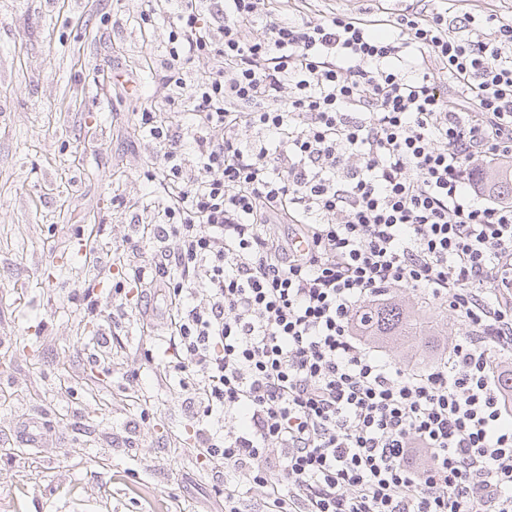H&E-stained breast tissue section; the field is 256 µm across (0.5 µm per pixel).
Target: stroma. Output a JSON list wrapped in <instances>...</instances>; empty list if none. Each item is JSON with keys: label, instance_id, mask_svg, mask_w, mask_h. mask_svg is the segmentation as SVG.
<instances>
[{"label": "stroma", "instance_id": "35a3bbf8", "mask_svg": "<svg viewBox=\"0 0 512 512\" xmlns=\"http://www.w3.org/2000/svg\"><path fill=\"white\" fill-rule=\"evenodd\" d=\"M144 10L0 0V512H224L166 342L136 314L110 318L118 249L160 221L144 176L160 149L136 114L179 119L147 70L173 6ZM88 240L92 261L72 264ZM394 296L431 316L440 348L461 335L448 308Z\"/></svg>", "mask_w": 512, "mask_h": 512}]
</instances>
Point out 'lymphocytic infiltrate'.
<instances>
[{"label": "lymphocytic infiltrate", "mask_w": 512, "mask_h": 512, "mask_svg": "<svg viewBox=\"0 0 512 512\" xmlns=\"http://www.w3.org/2000/svg\"><path fill=\"white\" fill-rule=\"evenodd\" d=\"M201 2L178 0L151 65L191 121L139 112L162 220L122 254L131 287L168 295L224 512L254 492L266 512H512V201L479 179L512 159V20L408 0L293 22L288 0H212L213 26ZM395 288L465 328L426 369L354 331Z\"/></svg>", "instance_id": "1"}]
</instances>
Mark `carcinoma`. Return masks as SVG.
Listing matches in <instances>:
<instances>
[{
	"mask_svg": "<svg viewBox=\"0 0 512 512\" xmlns=\"http://www.w3.org/2000/svg\"><path fill=\"white\" fill-rule=\"evenodd\" d=\"M486 190L512 201V166L496 168L483 173ZM356 331L360 336L404 344L431 332L422 330L420 316L390 298H383L366 306L358 314Z\"/></svg>",
	"mask_w": 512,
	"mask_h": 512,
	"instance_id": "1",
	"label": "carcinoma"
}]
</instances>
